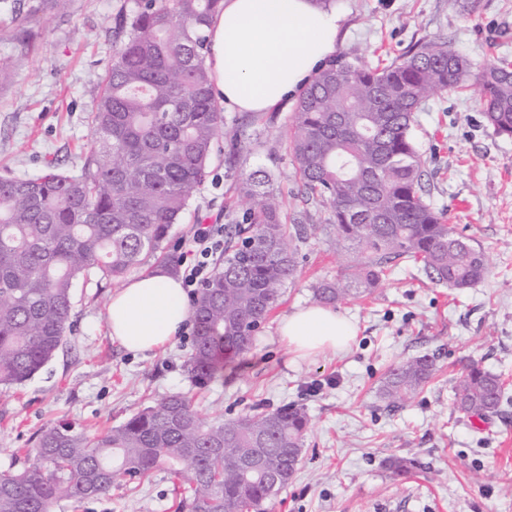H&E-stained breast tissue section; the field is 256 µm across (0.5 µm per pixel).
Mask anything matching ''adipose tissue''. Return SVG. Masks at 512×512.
<instances>
[{
    "mask_svg": "<svg viewBox=\"0 0 512 512\" xmlns=\"http://www.w3.org/2000/svg\"><path fill=\"white\" fill-rule=\"evenodd\" d=\"M343 21L315 0H224L206 31V63L218 101L256 114L286 107L333 64ZM106 318L114 341L148 352L187 330L191 304L180 279L154 269L113 295ZM278 331L302 356L344 350L357 335L352 322L323 305L289 314Z\"/></svg>",
    "mask_w": 512,
    "mask_h": 512,
    "instance_id": "obj_1",
    "label": "adipose tissue"
}]
</instances>
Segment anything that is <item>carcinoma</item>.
<instances>
[{
	"label": "carcinoma",
	"mask_w": 512,
	"mask_h": 512,
	"mask_svg": "<svg viewBox=\"0 0 512 512\" xmlns=\"http://www.w3.org/2000/svg\"><path fill=\"white\" fill-rule=\"evenodd\" d=\"M224 0H132L115 16L112 66L98 78L92 136L80 171L0 175V386L42 371L66 341L76 282H120L144 253L163 249L209 176L224 113L206 65V28ZM475 88L487 123L512 136V61L472 73L446 40L429 41L383 67L359 60L321 72L297 100L289 147L306 196L332 216L336 241L356 258L344 275L313 287L335 305L371 293L400 258L423 263L430 279L469 288L487 272L481 246L460 235L425 200L415 114L435 94ZM270 175L243 182L254 207L230 230L224 262L193 301L195 334L186 361L200 386L225 360L248 353L297 272L287 223ZM435 372L423 354L392 368L378 387L394 406ZM500 378L472 364L454 387L458 411L481 420L499 411ZM305 410L203 422L192 398L170 394L122 424L88 434L43 430L22 452L28 465L0 473V512H52L59 500L84 505L122 481L156 470L190 472L182 512H267L302 464ZM258 468L241 469L243 457ZM384 467L404 478L417 468L393 455Z\"/></svg>",
	"instance_id": "cac0c4a2"
}]
</instances>
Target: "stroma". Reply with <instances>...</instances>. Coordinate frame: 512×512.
I'll return each instance as SVG.
<instances>
[{"instance_id":"obj_1","label":"stroma","mask_w":512,"mask_h":512,"mask_svg":"<svg viewBox=\"0 0 512 512\" xmlns=\"http://www.w3.org/2000/svg\"><path fill=\"white\" fill-rule=\"evenodd\" d=\"M36 2L0 0V9L16 8L15 19H0V175L33 176L50 164L80 168L95 81L112 63L113 18L125 0H60L33 17ZM330 6L346 17L339 54L357 51L369 66L437 37L476 68L512 59V0ZM20 23L30 33L24 44L14 38ZM293 116L290 107L257 119L225 110L209 177L164 243L174 256L198 222L242 218L248 203L240 185L256 170L274 175L287 213L306 210L309 229L295 242L297 276L250 352L205 386L195 385L186 370L193 331L165 348L130 352L112 340L106 321L116 286L77 282L63 348L32 379L0 388V472L21 468L20 449L46 427H113L182 392L208 423L284 404L307 412L303 462L270 512H512V136L487 125L474 92H447L421 105L413 137L428 199L482 246L487 274L456 289L432 282L422 263L397 260L371 294L337 305L358 327L350 347L303 357L281 340L279 323L310 306L312 285L343 274L354 253L337 244L328 211L303 201L288 141ZM422 354L435 361L432 379L403 405L385 406L377 389L387 371ZM473 361L504 385V401L486 421L453 405V387ZM393 454L416 458L420 471L392 477L383 461ZM185 486L158 470L80 509L59 501L53 512H175Z\"/></svg>"}]
</instances>
